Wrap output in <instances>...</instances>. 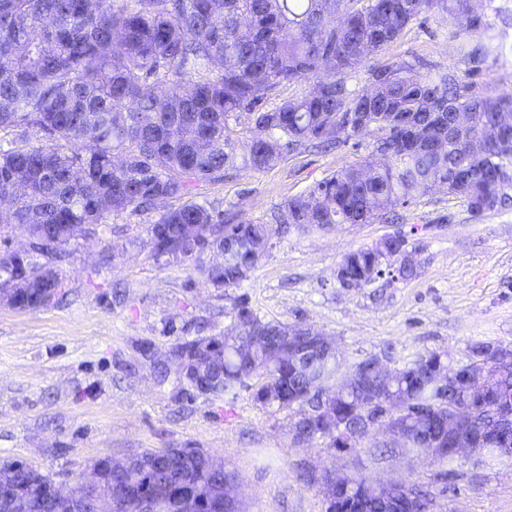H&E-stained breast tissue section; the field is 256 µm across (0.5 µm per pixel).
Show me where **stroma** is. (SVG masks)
<instances>
[{
  "label": "stroma",
  "mask_w": 512,
  "mask_h": 512,
  "mask_svg": "<svg viewBox=\"0 0 512 512\" xmlns=\"http://www.w3.org/2000/svg\"><path fill=\"white\" fill-rule=\"evenodd\" d=\"M475 7L489 34L504 37L503 51L490 54L475 81L510 92L512 0H476ZM414 57L457 73L466 68L437 13L374 60ZM376 139L301 149L263 171L231 170L200 184L192 198L262 224L288 198L372 155ZM395 211L391 223L275 235L231 288L204 280L191 263L156 261L146 217L113 215L78 232L51 261L61 288L50 304L19 310L0 303V461L26 462L71 488L104 457L199 448L237 475L246 512H326L320 480L328 472L422 487L432 512H512L510 454L441 462L398 447L382 455L378 429L353 448L299 443L292 411L261 409L246 388L217 398L178 378L176 347L223 336L241 300L262 319L327 334L344 372L388 345L391 369L432 351L455 366L475 361L479 345L512 351V207L475 215L437 187ZM395 233L418 251L416 277L340 286L344 254ZM303 471L309 481L299 480Z\"/></svg>",
  "instance_id": "stroma-1"
}]
</instances>
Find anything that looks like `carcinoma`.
<instances>
[{"label":"carcinoma","instance_id":"1","mask_svg":"<svg viewBox=\"0 0 512 512\" xmlns=\"http://www.w3.org/2000/svg\"><path fill=\"white\" fill-rule=\"evenodd\" d=\"M432 12L444 14L450 40L489 29L471 0H364L359 7L347 0H0V131L13 135L0 148V203H7L0 224L46 225L24 266L0 260V290L24 273L33 287L16 289L17 308L45 306L59 280L35 256L55 255L84 225L124 213L155 214L148 234L156 258L193 261L212 284L236 286L262 258L273 228L235 222L191 200L193 190L240 163L273 167L330 134L346 142L375 129L388 163L344 168L288 199L271 215L285 231L371 224L443 183L474 214L512 205V93L480 91L469 80L491 46L462 47L463 76L394 59L370 69L367 87H348L349 73ZM295 83L308 91L262 109L279 87ZM31 128L43 143H27ZM174 199L184 203L168 207ZM215 252L223 263L206 264ZM417 266L416 251L397 233L346 253L336 275L365 287L387 272L410 280ZM233 311L224 336L191 341L199 369L222 370L211 394L230 395L251 381L256 405L306 414L292 428L307 441L350 448L369 434L371 377L320 396L314 379L329 378L336 366L305 337L310 326L265 321L244 304ZM476 353L482 362L462 367L472 388L469 431L472 448L488 451L494 438L512 440V422L500 420L512 401V362L487 383L484 363L493 354L485 346ZM446 367L443 355L421 354L377 388L407 403L409 413L395 422L402 447H448L454 396L435 382ZM163 452L169 475L154 468L153 450L131 459L126 473L161 512H179L174 486L224 494V473L212 471L208 453ZM109 462L96 460L100 482L81 489L80 500L122 482ZM53 484L34 467L20 471L0 512H79ZM327 492L364 512H392L404 497L412 512L431 506L414 485L387 490L359 477Z\"/></svg>","mask_w":512,"mask_h":512}]
</instances>
